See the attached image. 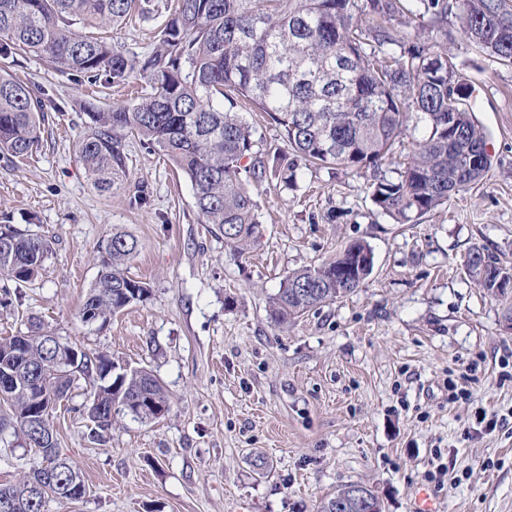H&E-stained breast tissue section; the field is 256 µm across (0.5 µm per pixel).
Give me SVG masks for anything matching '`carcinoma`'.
Segmentation results:
<instances>
[{"label":"carcinoma","mask_w":512,"mask_h":512,"mask_svg":"<svg viewBox=\"0 0 512 512\" xmlns=\"http://www.w3.org/2000/svg\"><path fill=\"white\" fill-rule=\"evenodd\" d=\"M167 10L172 18L145 55L117 49L105 30L132 16L149 20ZM456 28L448 29V16ZM512 18V0H0V58L37 56L58 71L120 86L131 77L150 92L112 108L87 106L89 122L77 148L94 188L119 189L129 172L125 138L137 135L186 176L194 207L224 242L243 253L259 223L257 204L243 174L288 187L300 166L358 171L393 166L371 184L378 210L398 224L414 223L480 181L491 166L486 136L466 100L470 86L448 53L463 37L501 64H512V32L493 18ZM431 34L411 41L402 27ZM248 101L282 128L287 150L252 158L253 129L238 109ZM47 111L44 91L0 72V155L24 158L39 139ZM411 138L402 162L393 146ZM8 254L0 255V279L25 283L43 266L51 240L0 224ZM139 251L131 234L115 232L96 257L98 273L79 318L104 324L146 301L150 289L124 267ZM373 250L356 241L319 265L289 272L269 298L270 318L288 325L312 309L353 293L372 273ZM470 277L494 298H509L512 271L479 246L465 259ZM21 360L41 379L38 391L22 383L0 400L12 415L0 419V435L22 434L53 471L45 487L32 484L44 470L0 485V499L20 512H44L52 499L73 500L82 474L61 457L51 419L40 427L24 417L33 394L58 402L76 380L88 381L90 404L114 401L120 411L151 422L155 408H170L157 377L146 369L109 376L112 399L102 396L98 372L111 357L86 352V363L63 374L53 339L30 331ZM368 497L344 484L319 512H385L369 486Z\"/></svg>","instance_id":"cac0c4a2"}]
</instances>
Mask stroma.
Here are the masks:
<instances>
[{"mask_svg":"<svg viewBox=\"0 0 512 512\" xmlns=\"http://www.w3.org/2000/svg\"><path fill=\"white\" fill-rule=\"evenodd\" d=\"M450 51L471 82L487 136L484 178L415 224L380 213L370 170H298L292 187L253 186L260 222L244 255L201 223L189 182L139 138L126 140L129 176L97 192L76 151L85 104L130 102L126 90L78 81L44 59L0 68L54 102L25 160L0 156V220L45 235L54 249L38 275L0 294V337L41 325L62 341L151 370L167 414L116 415L105 441L90 435L88 383L54 407L58 446L86 496L46 512H317L337 486L363 482L386 512H414L428 492L437 512H512V359L503 302L485 296L464 259L475 246L512 269V65L464 40ZM139 252L130 277L150 297L103 326L79 309L115 231ZM373 249L355 292L281 327L267 301L292 269L348 243ZM462 390L449 396V385ZM499 420L478 429L475 413ZM43 465L0 438V483Z\"/></svg>","mask_w":512,"mask_h":512,"instance_id":"35a3bbf8","label":"stroma"}]
</instances>
